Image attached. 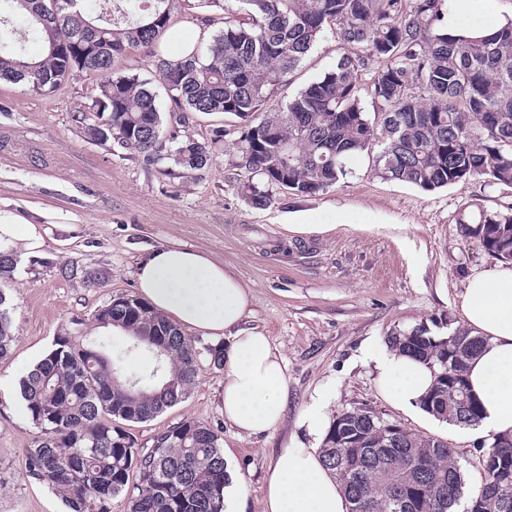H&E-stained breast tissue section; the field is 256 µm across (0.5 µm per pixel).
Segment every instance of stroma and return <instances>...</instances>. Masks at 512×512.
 Here are the masks:
<instances>
[{
  "label": "stroma",
  "mask_w": 512,
  "mask_h": 512,
  "mask_svg": "<svg viewBox=\"0 0 512 512\" xmlns=\"http://www.w3.org/2000/svg\"><path fill=\"white\" fill-rule=\"evenodd\" d=\"M338 43L326 37L279 88L277 102L330 70ZM97 79L73 71L52 94L0 83V216L19 215L45 229L40 255L19 259L0 279L16 336L0 362V512H67L61 495L29 475L24 450L36 430L23 412L20 382L71 319L117 348L121 332L95 327L96 310L116 295H137L138 261L170 244L222 262L248 287L245 325L270 336L287 377L282 424L264 436H240L224 420V371L198 358L188 395L155 419L131 425L144 448L168 426L194 419L221 437L241 487L240 512H264L268 466L297 426L319 387L336 396L328 415L367 409L412 432L441 438L481 480L480 437L403 410L379 391L360 359L365 342L385 345L392 330L419 324L444 335L464 319L458 296L469 275L496 260L466 241L462 216L512 206V190L476 179L433 192L383 179L370 153L353 157L347 175L315 195L278 193L266 208L242 199L223 153L186 178L168 179L136 154L87 139L77 117L98 93ZM347 215L334 222L333 212ZM105 284L86 283V270Z\"/></svg>",
  "instance_id": "stroma-1"
}]
</instances>
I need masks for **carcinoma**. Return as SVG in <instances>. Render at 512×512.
Listing matches in <instances>:
<instances>
[{
	"label": "carcinoma",
	"mask_w": 512,
	"mask_h": 512,
	"mask_svg": "<svg viewBox=\"0 0 512 512\" xmlns=\"http://www.w3.org/2000/svg\"><path fill=\"white\" fill-rule=\"evenodd\" d=\"M0 81L37 93L57 90L75 70L98 84L84 127L97 142L134 152L159 174L183 178L201 170L226 137L230 168L245 174L242 197L266 207L289 191L312 195L347 175L346 162L378 146L382 177L426 192L483 178L512 190V21L482 37L450 35L443 27L452 0H200L221 14L219 31L194 52L155 60L174 112L224 113L235 128L201 142L189 136L170 146L163 113L149 82L114 73L130 49L157 44L170 31L178 0H0ZM342 53L335 66L271 106L276 91L327 36ZM43 51L30 56L27 39ZM364 72L372 73L368 85ZM462 233L485 253L512 261V211L479 210L459 220ZM0 292V361L15 336ZM118 326L133 347L151 353L147 374L124 369L115 353L66 327L24 377L20 393L37 429L26 449L30 475L51 485L70 512H111L127 497L128 512H224L227 463L220 436L185 420L147 449L116 419L148 422L181 402L197 376L196 340L137 297L94 314ZM482 339L465 327L448 335L424 325L393 331L390 350L422 361L434 382L422 408L442 422L474 428L482 408L466 378ZM367 410L335 415L320 460L344 488L350 512H512V438L480 442L483 477L466 489L465 471L448 444L406 431L392 442ZM467 499L466 508L456 507Z\"/></svg>",
	"instance_id": "carcinoma-1"
}]
</instances>
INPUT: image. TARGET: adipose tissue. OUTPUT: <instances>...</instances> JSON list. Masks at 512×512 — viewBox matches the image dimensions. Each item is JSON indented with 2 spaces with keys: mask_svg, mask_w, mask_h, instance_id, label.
<instances>
[{
  "mask_svg": "<svg viewBox=\"0 0 512 512\" xmlns=\"http://www.w3.org/2000/svg\"><path fill=\"white\" fill-rule=\"evenodd\" d=\"M502 20L493 0H454L444 16L450 33L488 34ZM44 245L41 226L14 216L0 217V253L33 255ZM140 297L171 322L214 339L229 337L224 350V419L239 434L272 433L286 412L283 358L263 333L242 328L250 293L236 275L206 253L181 245L155 249L136 269ZM467 326L482 337L467 379L483 408V428L512 435V263L501 262L469 277L459 296ZM362 358L375 373L386 400L418 408L433 382L431 370L408 356L365 344ZM335 388H319L300 419L307 440H291L272 461L264 512H348L340 483L322 465L318 441L329 426L326 409Z\"/></svg>",
  "mask_w": 512,
  "mask_h": 512,
  "instance_id": "adipose-tissue-1",
  "label": "adipose tissue"
}]
</instances>
